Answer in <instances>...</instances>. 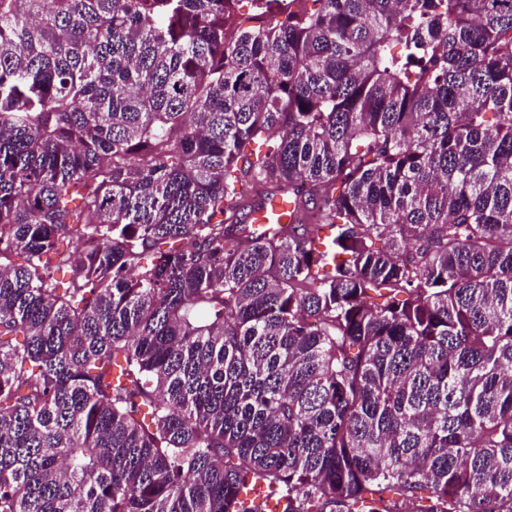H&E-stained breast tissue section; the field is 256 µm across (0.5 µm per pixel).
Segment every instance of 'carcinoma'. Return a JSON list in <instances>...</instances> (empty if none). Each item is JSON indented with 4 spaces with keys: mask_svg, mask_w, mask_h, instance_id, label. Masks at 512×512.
<instances>
[{
    "mask_svg": "<svg viewBox=\"0 0 512 512\" xmlns=\"http://www.w3.org/2000/svg\"><path fill=\"white\" fill-rule=\"evenodd\" d=\"M238 2L0 0V512H512V0ZM292 210V206L281 199H276L272 202L271 208L267 205L255 210L251 216V224H275L273 221L281 222L282 224L288 222V212Z\"/></svg>",
    "mask_w": 512,
    "mask_h": 512,
    "instance_id": "1",
    "label": "carcinoma"
}]
</instances>
